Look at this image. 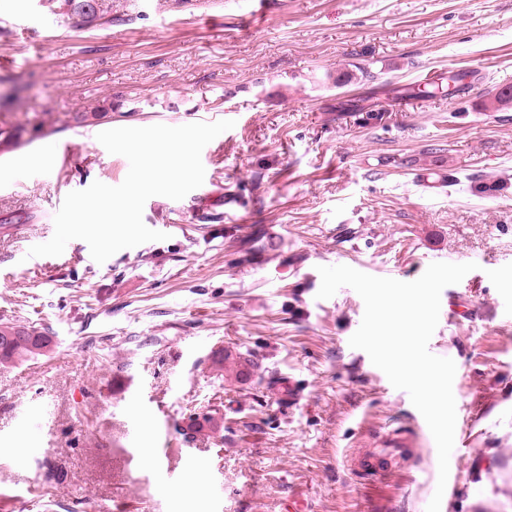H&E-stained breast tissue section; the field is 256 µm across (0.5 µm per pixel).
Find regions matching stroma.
<instances>
[{
  "mask_svg": "<svg viewBox=\"0 0 512 512\" xmlns=\"http://www.w3.org/2000/svg\"><path fill=\"white\" fill-rule=\"evenodd\" d=\"M108 3L75 29L44 0H0V125L38 130L0 155V321L54 338L0 367L4 512H284L292 497L306 512H426L427 423L350 346L361 297L317 293L322 266L411 282L434 262L477 265L453 287L463 313L431 338L456 364L459 481L440 512H512V191L469 189L512 179V110L481 108L512 86V0H274L259 21L249 0ZM459 71L463 93L425 96ZM361 96L386 109L381 126L346 116ZM220 120L234 126L203 149V184L144 206L166 240L101 264L79 239L26 258L69 192L125 179L98 133ZM429 144L447 148L445 176L400 167ZM281 376L302 390L290 410ZM206 415L223 441L184 436ZM394 429L416 441L398 469L351 467ZM470 190L474 195L478 196H496L506 195L511 188L509 179L502 178L497 175H477L472 177Z\"/></svg>",
  "mask_w": 512,
  "mask_h": 512,
  "instance_id": "35a3bbf8",
  "label": "stroma"
}]
</instances>
